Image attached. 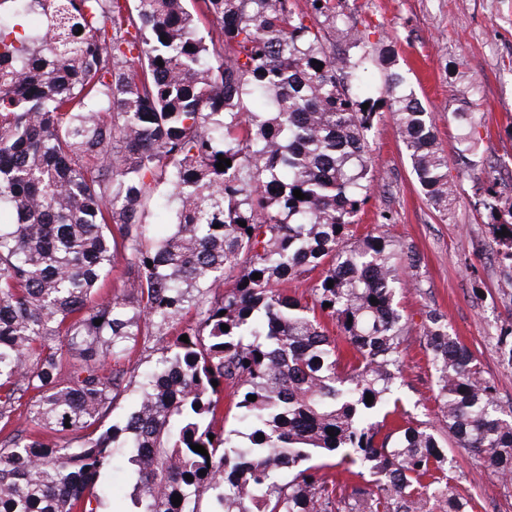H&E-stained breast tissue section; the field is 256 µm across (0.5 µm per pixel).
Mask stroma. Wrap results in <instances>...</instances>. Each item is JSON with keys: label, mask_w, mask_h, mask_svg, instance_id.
<instances>
[{"label": "stroma", "mask_w": 512, "mask_h": 512, "mask_svg": "<svg viewBox=\"0 0 512 512\" xmlns=\"http://www.w3.org/2000/svg\"><path fill=\"white\" fill-rule=\"evenodd\" d=\"M349 22L370 23L365 95L378 96L383 68L377 48L393 42L397 66L431 112L448 150V179L457 199L440 217L421 194L389 112H381L366 139L373 158L374 190L358 216L359 232L373 228L378 212L392 217L387 230L414 255L403 275L400 307L411 326L403 352L401 394L419 419L440 424L436 386L424 335L426 312L444 317L492 379L503 408L512 407V365L500 334L512 325V292L484 225L476 188L493 179L503 203L512 202V0H342ZM471 113L480 134L479 163L465 168L455 148L458 113ZM453 490L473 512H512V480L480 467L449 443Z\"/></svg>", "instance_id": "obj_1"}]
</instances>
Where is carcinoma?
I'll list each match as a JSON object with an SVG mask.
<instances>
[{
  "label": "carcinoma",
  "instance_id": "carcinoma-1",
  "mask_svg": "<svg viewBox=\"0 0 512 512\" xmlns=\"http://www.w3.org/2000/svg\"><path fill=\"white\" fill-rule=\"evenodd\" d=\"M295 2L0 0V512H96L118 455L131 490L112 512H200L205 494L211 512H470L442 438L399 395L409 249L354 230L379 110L444 215L448 151L392 43L381 94L364 97L366 33L336 29L341 0ZM479 190L510 287L512 205ZM150 209L170 213L168 234ZM313 272L311 300L283 289ZM191 310L189 342L166 340ZM425 318L448 435L512 479V411L443 316ZM151 340L160 359L141 375L124 359ZM136 377V407L100 430Z\"/></svg>",
  "mask_w": 512,
  "mask_h": 512
}]
</instances>
